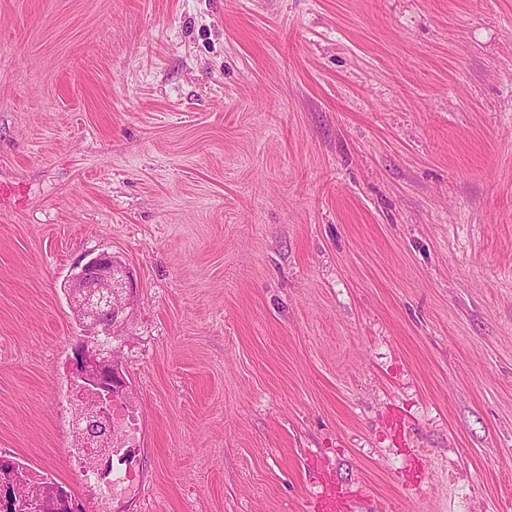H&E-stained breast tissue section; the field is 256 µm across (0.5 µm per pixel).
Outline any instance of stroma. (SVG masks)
Here are the masks:
<instances>
[{
    "instance_id": "stroma-1",
    "label": "stroma",
    "mask_w": 512,
    "mask_h": 512,
    "mask_svg": "<svg viewBox=\"0 0 512 512\" xmlns=\"http://www.w3.org/2000/svg\"><path fill=\"white\" fill-rule=\"evenodd\" d=\"M0 183V448L85 512L101 251L124 512H512V0H0ZM68 285L73 299L92 292L93 308L83 312L82 340L86 349L81 354V364L73 362L74 374L85 382L88 398L84 403L93 404V413L104 412V401L112 399V393L106 386L108 381L102 377L107 370L119 367V351L112 348H89L88 344L96 341L98 336L110 335L114 328L122 325L126 310L131 305L135 280L132 269L108 251H102L83 263L79 261L71 270ZM107 311L112 320L109 323L101 319V313ZM120 368V367H119Z\"/></svg>"
}]
</instances>
